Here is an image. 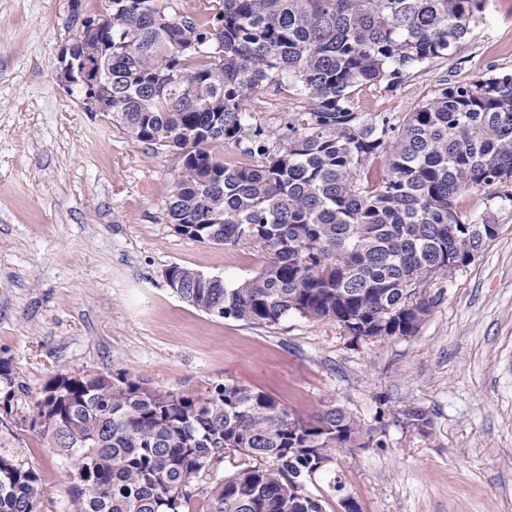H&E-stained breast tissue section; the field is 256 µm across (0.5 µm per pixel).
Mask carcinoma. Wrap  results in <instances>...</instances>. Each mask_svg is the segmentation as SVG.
<instances>
[{
    "instance_id": "cac0c4a2",
    "label": "carcinoma",
    "mask_w": 512,
    "mask_h": 512,
    "mask_svg": "<svg viewBox=\"0 0 512 512\" xmlns=\"http://www.w3.org/2000/svg\"><path fill=\"white\" fill-rule=\"evenodd\" d=\"M215 2L192 18L175 0H112L74 44L103 66L86 111L178 159L167 218L180 234L269 255L235 284L172 265L168 287L220 318L298 315L356 339L414 335L435 298L407 290L470 265L497 234L459 199L490 189L512 206V73L445 82L401 122L365 106L447 58L482 0ZM260 95L288 101L285 127L253 116ZM224 144L256 163L221 161ZM22 392L0 358V409ZM36 408L38 434L75 465L71 512H190L201 494L208 512H323L302 479L315 460L365 446L341 408L305 420L234 383L187 396L60 374ZM226 450L245 457L237 473L196 489ZM269 459L276 468L259 466ZM40 498L38 473L0 443V512H38Z\"/></svg>"
}]
</instances>
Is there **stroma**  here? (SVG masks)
Wrapping results in <instances>:
<instances>
[{"instance_id": "obj_1", "label": "stroma", "mask_w": 512, "mask_h": 512, "mask_svg": "<svg viewBox=\"0 0 512 512\" xmlns=\"http://www.w3.org/2000/svg\"><path fill=\"white\" fill-rule=\"evenodd\" d=\"M106 4L0 0V358L25 388L0 417V440L38 472L39 512H69L73 466L27 423L59 374L181 395L243 384L305 418L342 408L367 445L305 482L327 512L338 508L336 477L361 512H512V207L464 195L471 218L493 216L497 236L430 285L437 301L415 335L356 340L333 321L200 312L165 269L236 282L267 255L181 235L166 218L171 154L85 111L60 81L79 17ZM501 72L512 73V0H485L451 58L368 106L400 118L444 80Z\"/></svg>"}]
</instances>
